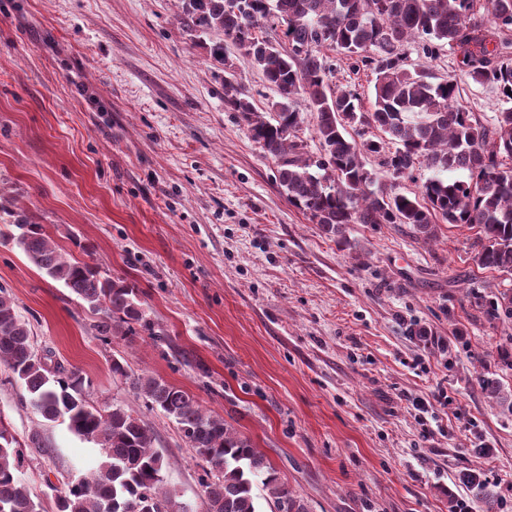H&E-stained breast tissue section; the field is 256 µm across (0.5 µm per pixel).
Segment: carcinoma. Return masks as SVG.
Instances as JSON below:
<instances>
[{"label": "carcinoma", "mask_w": 512, "mask_h": 512, "mask_svg": "<svg viewBox=\"0 0 512 512\" xmlns=\"http://www.w3.org/2000/svg\"><path fill=\"white\" fill-rule=\"evenodd\" d=\"M475 2L182 0L181 20L190 30L223 32L275 90L268 110L256 111L235 84L224 45L214 48L224 64V102L275 161V181L288 202L325 235L341 241L350 224H409L431 241L437 221L464 224L477 231V266L512 275V41L504 38L512 31V0H484L479 18ZM265 25L278 31L277 38L256 34ZM412 44L425 58L440 45L458 51L463 75L501 98L493 123L467 110L456 79H440L410 63ZM326 49L374 75L370 109L357 90L334 89ZM305 111L314 114L320 145L315 158L304 155L298 136ZM372 127L394 147L378 172L366 168L365 156L384 152L385 143L355 139ZM418 167L430 175L412 197L371 189L382 179L410 177ZM14 228L12 238L27 259L99 316V335H160L136 284L105 278L96 266L65 258L43 226L25 215ZM486 313L512 319V292L501 293ZM48 361L34 351L28 324L1 287L0 365L11 370L44 420H67L71 432L99 446L102 457L95 472L53 489L56 512H135L139 505L151 512H188L166 487L150 427L120 405L90 404L83 375ZM111 371L178 425L206 476V512H263V500L276 512H309L253 442L224 417L205 411L194 395L137 374L116 357ZM482 388L512 412L511 389L492 378L482 380ZM23 463L20 444L0 425V512H47L44 500L19 479Z\"/></svg>", "instance_id": "cac0c4a2"}]
</instances>
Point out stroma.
<instances>
[{"instance_id": "1", "label": "stroma", "mask_w": 512, "mask_h": 512, "mask_svg": "<svg viewBox=\"0 0 512 512\" xmlns=\"http://www.w3.org/2000/svg\"><path fill=\"white\" fill-rule=\"evenodd\" d=\"M181 5L0 0V193L67 256L92 244L101 273L136 283L161 330L98 336L95 315L6 239L0 211V286L35 352L80 371L94 403L152 428L190 512H205L204 472L177 424L113 378V357L223 416L310 512H453L460 498L485 512L460 477L512 480V412L481 385L512 389V320L484 311L512 275L478 267L475 232L460 224L438 223L429 243L406 224H353L342 243L322 235L225 105L213 46L258 111L274 90L222 32L183 27ZM411 61L457 78L482 122L499 111L449 47ZM0 422L26 447L33 495L98 464L97 445L44 421L4 366ZM478 436L492 457H476Z\"/></svg>"}]
</instances>
